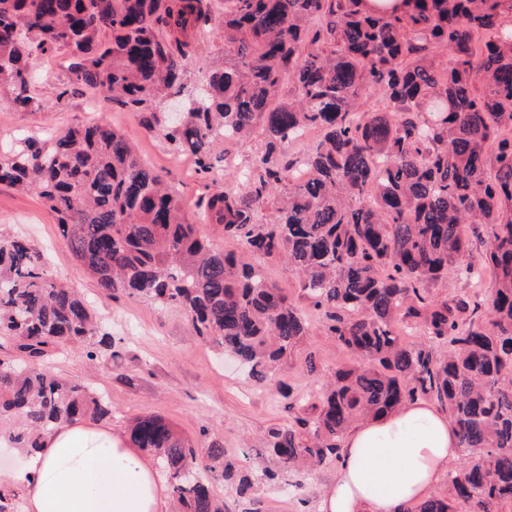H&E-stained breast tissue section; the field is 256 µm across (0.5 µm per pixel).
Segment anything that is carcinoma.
Wrapping results in <instances>:
<instances>
[{"mask_svg":"<svg viewBox=\"0 0 512 512\" xmlns=\"http://www.w3.org/2000/svg\"><path fill=\"white\" fill-rule=\"evenodd\" d=\"M228 2L224 66L188 93L211 0H0V90L19 112L45 110L32 63L67 50L68 83L162 128L203 174L220 133L260 131L249 190L199 202L257 263L200 238L180 197L108 126L21 136L0 159V182L44 199L103 292L180 307L197 336L259 381L311 332L258 269L287 256L323 333L355 360L290 423L268 428L265 451L301 477L338 461L356 423L427 399L448 414L467 462L407 512H512V0ZM366 87L382 111H360ZM312 128L321 138L288 155ZM271 198L276 216L263 224L257 210ZM450 268L467 281L489 272L491 307L447 291ZM0 335L29 357L78 347L95 362L112 347L89 302L49 281L44 254L20 235L0 234ZM111 414L80 384L0 361V419L21 422L9 434L18 448ZM128 436L169 475L178 512H224L213 479L241 494L253 486L205 430L197 447L150 415Z\"/></svg>","mask_w":512,"mask_h":512,"instance_id":"carcinoma-1","label":"carcinoma"}]
</instances>
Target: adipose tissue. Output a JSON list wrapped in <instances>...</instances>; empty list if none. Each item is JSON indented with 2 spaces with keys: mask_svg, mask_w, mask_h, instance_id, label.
<instances>
[{
  "mask_svg": "<svg viewBox=\"0 0 512 512\" xmlns=\"http://www.w3.org/2000/svg\"><path fill=\"white\" fill-rule=\"evenodd\" d=\"M319 512H406L432 494L462 450L448 417L424 400L348 431ZM26 512H170L162 474L104 424H64L13 476Z\"/></svg>",
  "mask_w": 512,
  "mask_h": 512,
  "instance_id": "ef3b65f1",
  "label": "adipose tissue"
}]
</instances>
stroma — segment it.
<instances>
[{
	"instance_id": "stroma-1",
	"label": "stroma",
	"mask_w": 512,
	"mask_h": 512,
	"mask_svg": "<svg viewBox=\"0 0 512 512\" xmlns=\"http://www.w3.org/2000/svg\"><path fill=\"white\" fill-rule=\"evenodd\" d=\"M69 63L68 52L56 51L35 65L36 85L49 103L46 111L17 112L9 95H0V153L15 143L23 129L36 135L46 128L61 132L77 123L98 122L120 131L142 161L179 191L187 207H194L213 183L226 191H244L253 161L265 148L260 134L219 143L216 155L231 167L216 168L212 178H205L193 157L174 151L160 131L146 130L130 112L99 92L67 84ZM223 63L224 41L215 30L196 46L187 72L188 88L199 87ZM0 233L25 236L42 250L49 279L64 282L87 298L98 324L112 332L115 342L97 362L88 361L83 350L67 349L32 362L31 367L103 393L112 406L109 424L113 431L125 432L128 419L138 415L161 416L193 441L206 429L223 440L225 450L239 457L244 469L258 476L263 468L278 466L275 459L258 455L257 450L269 427L288 421L289 399L281 397V389L290 390V399L309 395L336 368L352 361L347 351L316 330L299 355L273 372L272 383L255 381L221 349L196 336L180 310L102 292L74 260L54 215L35 193L0 185ZM310 351L317 356L318 368L307 377L301 373V364ZM335 472V467H321L299 489L290 487L294 475L288 472L283 484L257 481L243 497L235 485L225 481L213 482L212 487L223 496L229 512H317L321 490Z\"/></svg>"
}]
</instances>
